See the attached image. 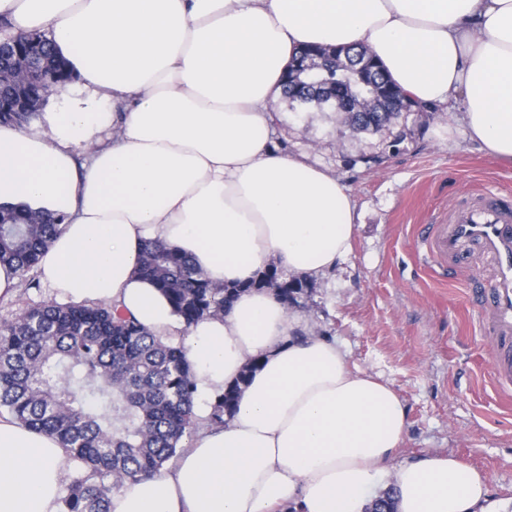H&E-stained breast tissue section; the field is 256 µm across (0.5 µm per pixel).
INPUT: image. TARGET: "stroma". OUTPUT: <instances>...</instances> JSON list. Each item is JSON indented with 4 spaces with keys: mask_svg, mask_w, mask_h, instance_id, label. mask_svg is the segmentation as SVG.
Here are the masks:
<instances>
[{
    "mask_svg": "<svg viewBox=\"0 0 512 512\" xmlns=\"http://www.w3.org/2000/svg\"><path fill=\"white\" fill-rule=\"evenodd\" d=\"M273 110L277 142L333 170L356 207L350 254L301 296L299 313L396 391L408 423L400 458L454 454L482 471L492 499L512 512V405L495 390L491 342L470 301L490 265L477 254L473 278L445 279L415 233L449 219L460 200L512 194V163L470 140L454 106L402 115L376 133L281 98ZM52 299L29 274L0 301V323Z\"/></svg>",
    "mask_w": 512,
    "mask_h": 512,
    "instance_id": "obj_1",
    "label": "stroma"
}]
</instances>
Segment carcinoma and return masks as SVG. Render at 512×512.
I'll return each mask as SVG.
<instances>
[{"label": "carcinoma", "instance_id": "1", "mask_svg": "<svg viewBox=\"0 0 512 512\" xmlns=\"http://www.w3.org/2000/svg\"><path fill=\"white\" fill-rule=\"evenodd\" d=\"M318 56L337 53L336 70L356 84L351 58L358 50L307 47ZM325 73L297 90L284 83L290 103H315L337 112ZM355 130L377 131L396 112H346ZM37 112H5L0 124L27 125ZM37 212L0 207V263L21 277L34 271L63 217L35 219ZM140 274L150 280L188 324L224 313L237 288H216L193 261L158 242L143 247ZM254 286L271 288L288 305L310 288L269 267ZM237 389L218 396L210 421L224 424ZM195 383L184 351L161 341L133 319L106 305L42 304L0 324V410L22 425L47 433L79 468L61 500L62 512H110V496L127 482L157 473L194 425ZM366 512H395L388 489Z\"/></svg>", "mask_w": 512, "mask_h": 512}]
</instances>
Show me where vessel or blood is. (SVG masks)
I'll list each match as a JSON object with an SVG mask.
<instances>
[{
	"label": "vessel or blood",
	"mask_w": 512,
	"mask_h": 512,
	"mask_svg": "<svg viewBox=\"0 0 512 512\" xmlns=\"http://www.w3.org/2000/svg\"><path fill=\"white\" fill-rule=\"evenodd\" d=\"M418 237L430 256L451 271L465 266L474 250L490 259L489 286L476 303L493 342L496 390L502 398L512 397V200L489 192L463 201L449 222L425 225Z\"/></svg>",
	"instance_id": "vessel-or-blood-1"
}]
</instances>
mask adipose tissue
I'll return each instance as SVG.
<instances>
[{
	"mask_svg": "<svg viewBox=\"0 0 512 512\" xmlns=\"http://www.w3.org/2000/svg\"><path fill=\"white\" fill-rule=\"evenodd\" d=\"M0 17L14 35L49 30L87 91L59 87L44 129L0 125V204L63 215L40 280L183 345L199 398L190 444L110 512H364L382 481L396 512H503L460 458L398 459L397 394L273 292L189 325L139 269L150 240L217 287L271 262L317 281L349 254L348 187L274 138L272 104L309 45L369 48L408 100L461 104L465 134L512 162V0H0ZM246 369L233 417L210 424L208 398ZM64 459L0 417V512H61Z\"/></svg>",
	"mask_w": 512,
	"mask_h": 512,
	"instance_id": "obj_1",
	"label": "adipose tissue"
}]
</instances>
